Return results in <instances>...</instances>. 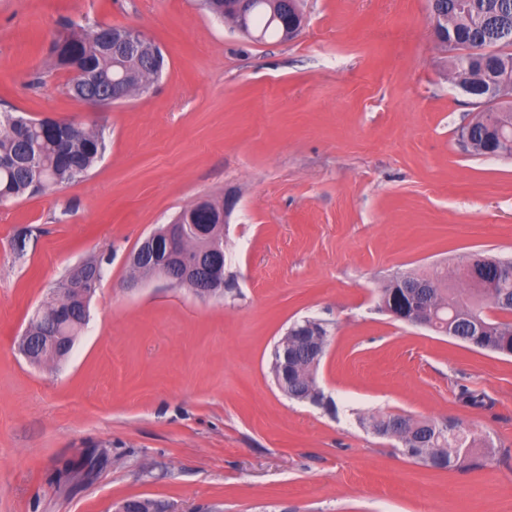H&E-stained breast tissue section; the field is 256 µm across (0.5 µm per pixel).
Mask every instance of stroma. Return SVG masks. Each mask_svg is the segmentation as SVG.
Returning <instances> with one entry per match:
<instances>
[{
	"mask_svg": "<svg viewBox=\"0 0 512 512\" xmlns=\"http://www.w3.org/2000/svg\"><path fill=\"white\" fill-rule=\"evenodd\" d=\"M298 36L256 41L200 0H0V112L94 127L89 174L0 206V512H512V356L379 307L395 275L512 259V158L475 155L483 105L448 73L429 0H300ZM134 28L167 68L148 94L92 107L48 51L62 21ZM231 201L223 295L128 256L200 199ZM103 277L67 360L18 341L51 286ZM325 322L316 374L335 411L270 370L292 323ZM469 389L484 398L462 402ZM455 420L477 468L435 469L358 418Z\"/></svg>",
	"mask_w": 512,
	"mask_h": 512,
	"instance_id": "1",
	"label": "stroma"
}]
</instances>
